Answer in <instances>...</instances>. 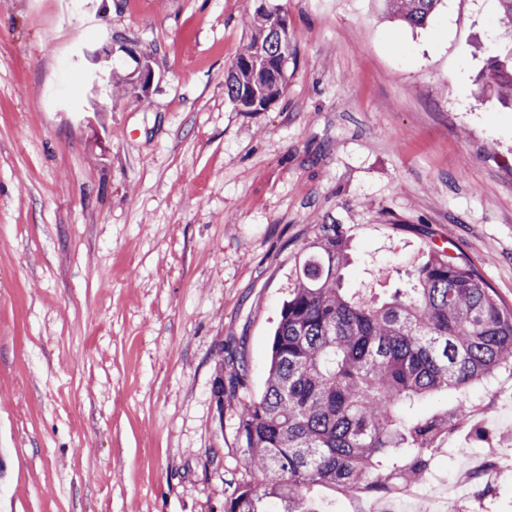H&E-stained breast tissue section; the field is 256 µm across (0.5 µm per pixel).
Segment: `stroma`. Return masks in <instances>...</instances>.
Returning <instances> with one entry per match:
<instances>
[{
  "label": "stroma",
  "instance_id": "stroma-1",
  "mask_svg": "<svg viewBox=\"0 0 512 512\" xmlns=\"http://www.w3.org/2000/svg\"><path fill=\"white\" fill-rule=\"evenodd\" d=\"M270 2L287 88L240 112L224 75L253 0H0V512H224L318 225L347 232L346 287L448 247L512 310V104L477 81L499 0H440L422 28L378 0ZM135 50L148 91L92 86ZM459 404L418 483L310 506L512 512V372L417 409Z\"/></svg>",
  "mask_w": 512,
  "mask_h": 512
}]
</instances>
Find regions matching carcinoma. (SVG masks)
<instances>
[{"label":"carcinoma","instance_id":"cac0c4a2","mask_svg":"<svg viewBox=\"0 0 512 512\" xmlns=\"http://www.w3.org/2000/svg\"><path fill=\"white\" fill-rule=\"evenodd\" d=\"M383 2L418 28L440 0ZM247 23L224 94L241 112H264L286 89L288 18L261 3ZM484 81L512 97L511 45L489 59ZM349 250L341 225H318L281 310L266 390L241 414L253 479L224 512H267V498L279 512H313L314 485L372 492L422 476L461 408L421 415L415 401L512 371V311L466 258L436 253L381 300L343 288Z\"/></svg>","mask_w":512,"mask_h":512}]
</instances>
